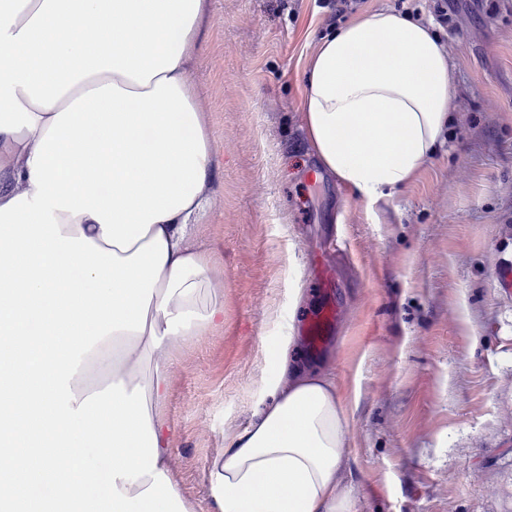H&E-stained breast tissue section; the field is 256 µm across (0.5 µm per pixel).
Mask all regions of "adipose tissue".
Segmentation results:
<instances>
[{
    "label": "adipose tissue",
    "mask_w": 512,
    "mask_h": 512,
    "mask_svg": "<svg viewBox=\"0 0 512 512\" xmlns=\"http://www.w3.org/2000/svg\"><path fill=\"white\" fill-rule=\"evenodd\" d=\"M208 8L0 0V512H193L162 407L170 350L224 322L188 243L216 171L186 67ZM454 82L430 25L362 13L311 57L309 143L378 201L435 153ZM289 351L272 349L270 401L211 463L218 512L352 510L346 403Z\"/></svg>",
    "instance_id": "adipose-tissue-1"
}]
</instances>
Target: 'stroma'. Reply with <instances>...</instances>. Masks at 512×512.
Segmentation results:
<instances>
[{
    "mask_svg": "<svg viewBox=\"0 0 512 512\" xmlns=\"http://www.w3.org/2000/svg\"><path fill=\"white\" fill-rule=\"evenodd\" d=\"M448 12V131L372 203L322 169L303 128L328 0H210L190 68L218 167L190 244L213 261L224 324L173 350L164 406L196 512H212L210 462L267 403L287 338L346 397L354 512H512V289L498 280L512 268V0ZM327 298L338 316L314 347L300 327Z\"/></svg>",
    "mask_w": 512,
    "mask_h": 512,
    "instance_id": "obj_1",
    "label": "stroma"
}]
</instances>
